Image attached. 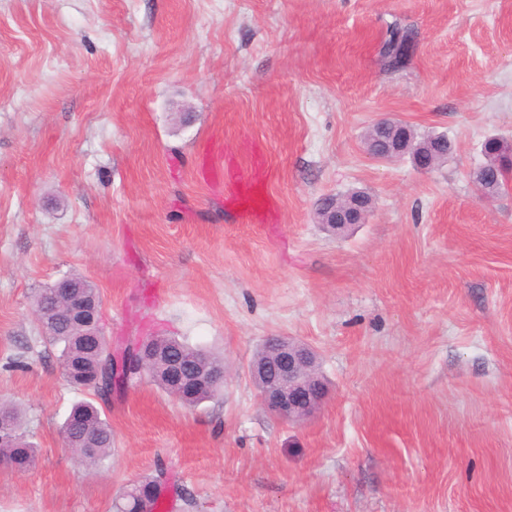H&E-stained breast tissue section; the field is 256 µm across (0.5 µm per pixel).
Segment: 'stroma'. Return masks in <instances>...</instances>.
I'll return each instance as SVG.
<instances>
[{"label": "stroma", "mask_w": 512, "mask_h": 512, "mask_svg": "<svg viewBox=\"0 0 512 512\" xmlns=\"http://www.w3.org/2000/svg\"><path fill=\"white\" fill-rule=\"evenodd\" d=\"M411 31L384 67L392 28ZM382 118L447 135L435 168L380 161ZM512 0H0V399L38 448L0 512H114L164 468V512H512ZM374 209L336 237L328 195ZM97 288L111 346L174 336L223 357L190 407L150 381L105 408L112 456L59 429L85 399L33 294ZM271 336L327 383L273 418L249 365ZM484 152L488 157L487 168L482 176L481 188L487 193L497 192L505 189L509 182V167L511 165L507 149L500 142L486 141Z\"/></svg>", "instance_id": "stroma-1"}]
</instances>
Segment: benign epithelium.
<instances>
[{
  "label": "benign epithelium",
  "instance_id": "1",
  "mask_svg": "<svg viewBox=\"0 0 512 512\" xmlns=\"http://www.w3.org/2000/svg\"><path fill=\"white\" fill-rule=\"evenodd\" d=\"M377 124L394 127L400 131V137L370 151V154L379 158H395L409 152L421 170L434 167V143L447 140L446 136L437 135L430 137V142L426 144L416 145L412 128L407 124L391 120H379ZM373 208L370 196L354 191L327 209L322 223L335 232H341L365 223ZM52 298L54 304L61 306L69 318L88 328L87 335L100 336L97 324L100 323L101 304L97 297L88 293L86 283L64 277L52 286ZM266 348L272 357L265 362L251 364L252 375L260 384L262 405L271 415L284 420L309 419L327 396L326 385L318 371L315 351L283 336L271 337ZM207 380L209 377L202 373L188 380L181 368L175 367L172 381L174 397L186 398L185 391L189 382Z\"/></svg>",
  "mask_w": 512,
  "mask_h": 512
}]
</instances>
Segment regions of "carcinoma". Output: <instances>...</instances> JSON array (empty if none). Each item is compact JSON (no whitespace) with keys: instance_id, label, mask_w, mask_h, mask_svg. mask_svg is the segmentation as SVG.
<instances>
[{"instance_id":"1","label":"carcinoma","mask_w":512,"mask_h":512,"mask_svg":"<svg viewBox=\"0 0 512 512\" xmlns=\"http://www.w3.org/2000/svg\"><path fill=\"white\" fill-rule=\"evenodd\" d=\"M410 34L397 28L390 30L389 38L383 46V56L390 64L401 61L403 48ZM488 157L487 168L482 176L481 188L487 193L500 192L509 182V162L507 149L500 142L492 140L484 145ZM48 290L37 293L34 298L35 311L48 309L41 315L39 327L41 335L51 346L59 349V362H76L80 370L68 378V383L77 388L87 389L103 402L107 401L114 387H128L148 378L158 386L170 392L169 380L160 366L149 363L147 371L140 372L138 367L127 363L132 340L112 351L110 349L93 351L81 344L82 329L70 321L60 307L50 308ZM164 348L190 368L198 367L209 374H224V359L210 352L195 348L174 337L150 336L143 343V351ZM221 387L202 385L197 387L190 397L185 399L189 406H198L220 395ZM70 414L79 417L77 428L71 432L69 450L89 470H98L112 452V427L101 405L93 401H82L72 406ZM0 420L8 424L9 432L0 445V468L23 472L34 466L37 448L29 442L23 433L25 410L11 401H0ZM167 489L163 469L156 475L131 484L122 494L121 502L116 505L117 512H153L160 497Z\"/></svg>"}]
</instances>
